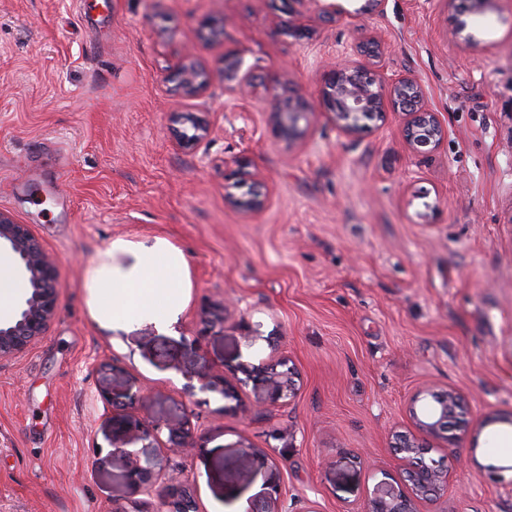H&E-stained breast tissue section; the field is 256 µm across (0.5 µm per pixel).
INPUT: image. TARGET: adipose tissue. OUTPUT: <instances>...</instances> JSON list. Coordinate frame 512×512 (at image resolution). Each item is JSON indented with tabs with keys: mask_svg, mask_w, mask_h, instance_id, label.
<instances>
[{
	"mask_svg": "<svg viewBox=\"0 0 512 512\" xmlns=\"http://www.w3.org/2000/svg\"><path fill=\"white\" fill-rule=\"evenodd\" d=\"M82 286L99 320L118 326L147 319L167 331L191 281L184 252L167 239L115 238L86 263Z\"/></svg>",
	"mask_w": 512,
	"mask_h": 512,
	"instance_id": "adipose-tissue-1",
	"label": "adipose tissue"
}]
</instances>
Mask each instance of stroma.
<instances>
[{"mask_svg":"<svg viewBox=\"0 0 512 512\" xmlns=\"http://www.w3.org/2000/svg\"><path fill=\"white\" fill-rule=\"evenodd\" d=\"M364 3L297 40L283 0H0V209L59 265L46 336L0 362V512L132 500L116 412L189 429L190 454H146L159 475L180 470L197 512L269 495L279 512H367L376 482L405 480L392 436L415 434L408 403L424 387L458 391L467 428L432 450L448 492L418 512H512V0L480 16L461 0ZM211 15L222 42L198 32ZM358 30L446 127L429 155L409 149L400 113L355 137L322 114L323 71ZM189 51L213 72L242 56L305 103L306 135L288 147L268 103L217 78L176 95ZM173 112L206 119L208 138L179 147ZM61 163L63 204L49 192ZM256 178L269 203L241 216L228 199ZM117 237L185 253L172 330L94 317L84 265ZM276 362L294 397L247 373ZM219 372L230 396L200 392Z\"/></svg>","mask_w":512,"mask_h":512,"instance_id":"35a3bbf8","label":"stroma"}]
</instances>
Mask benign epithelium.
Wrapping results in <instances>:
<instances>
[{"instance_id": "obj_1", "label": "benign epithelium", "mask_w": 512, "mask_h": 512, "mask_svg": "<svg viewBox=\"0 0 512 512\" xmlns=\"http://www.w3.org/2000/svg\"><path fill=\"white\" fill-rule=\"evenodd\" d=\"M366 11L362 6L354 12L346 11L337 3L316 8L317 18L331 22L338 17L355 18ZM225 18L206 17L201 28L209 37L218 41L224 33ZM368 52L378 58L380 45L372 37L346 45L341 50L342 62L324 73L325 86L322 106L339 133L347 137L357 136L366 121L381 118L385 105L406 116L403 135L413 150L421 155L434 152L443 141L446 130L438 115L425 107L423 92L418 81L411 76L387 78L375 70L357 66L349 61L355 53ZM219 77L225 87L238 92L243 98L271 99L273 106L270 123L277 137L293 144L306 132L300 122L306 119L307 109L301 100L284 97L276 88L256 80L250 71L242 70L237 57H224ZM211 74L200 67L191 52H186L179 64L173 81L175 89L186 97H199L207 89ZM193 133L178 136L179 145L191 148L210 134L207 121L195 118L191 121ZM269 201L267 189L260 184L251 186L246 196L229 199L239 213L250 216L263 211ZM9 249L16 257L18 271L25 285L24 303L9 318L0 320V361L20 357L45 336L57 315L55 283L59 276L57 261L26 224L0 211V248ZM254 376L269 385L280 398L294 395L295 381L289 370L278 371L265 366L252 367ZM409 415L416 429L430 440H443L448 448L455 447L463 424L461 395L454 389H422L410 401ZM164 426L160 423L144 425L130 417L112 420V454L126 459L125 479L135 493L156 500L152 512H192L194 506L189 492L176 477L169 479L161 491L157 490V475L150 464H141L138 453L131 445L142 442L152 448L160 438ZM167 441L173 451H186L191 447L189 432L185 429L168 428ZM395 448L408 461L416 462L407 471L408 488L385 477L370 492L368 512H417L416 502L441 496L448 489V478L430 456L432 448L420 443L415 437L396 435Z\"/></svg>"}]
</instances>
